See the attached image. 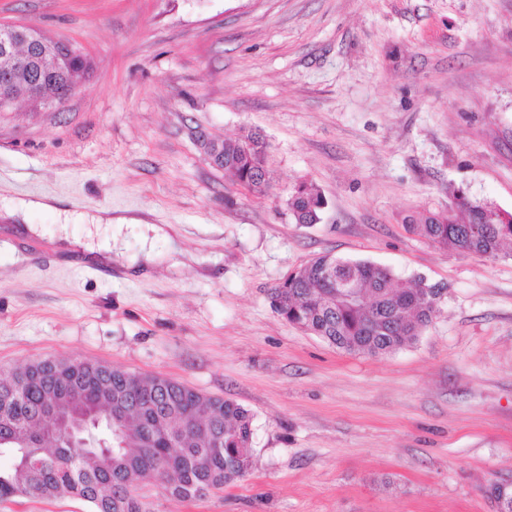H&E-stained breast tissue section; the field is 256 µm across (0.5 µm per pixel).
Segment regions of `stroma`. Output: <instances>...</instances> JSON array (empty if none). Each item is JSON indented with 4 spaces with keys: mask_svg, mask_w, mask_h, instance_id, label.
Listing matches in <instances>:
<instances>
[{
    "mask_svg": "<svg viewBox=\"0 0 512 512\" xmlns=\"http://www.w3.org/2000/svg\"><path fill=\"white\" fill-rule=\"evenodd\" d=\"M93 68L0 112V375L162 374L253 416L254 468L154 512H494L512 482V252L407 231L454 188L512 212V0H0ZM261 131L271 187L202 137ZM327 200L294 223L292 187ZM331 254L442 287L414 343L347 354L267 291Z\"/></svg>",
    "mask_w": 512,
    "mask_h": 512,
    "instance_id": "stroma-1",
    "label": "stroma"
}]
</instances>
